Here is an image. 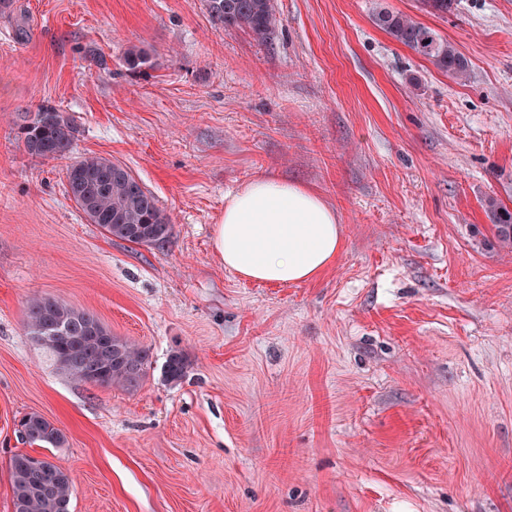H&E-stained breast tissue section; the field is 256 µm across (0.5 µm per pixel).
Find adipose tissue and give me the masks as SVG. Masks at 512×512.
Returning a JSON list of instances; mask_svg holds the SVG:
<instances>
[{"label": "adipose tissue", "instance_id": "1", "mask_svg": "<svg viewBox=\"0 0 512 512\" xmlns=\"http://www.w3.org/2000/svg\"><path fill=\"white\" fill-rule=\"evenodd\" d=\"M212 233L227 269L263 283L314 280L343 246L340 219L320 194L299 182L264 176L228 194Z\"/></svg>", "mask_w": 512, "mask_h": 512}]
</instances>
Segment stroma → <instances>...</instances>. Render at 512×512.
Returning a JSON list of instances; mask_svg holds the SVG:
<instances>
[{"mask_svg":"<svg viewBox=\"0 0 512 512\" xmlns=\"http://www.w3.org/2000/svg\"><path fill=\"white\" fill-rule=\"evenodd\" d=\"M264 43L205 0H13L0 13V512L9 460L50 457L72 512H512V0H274ZM411 16L459 81L378 27ZM26 37H18V29ZM155 68L127 70L128 45ZM65 112L76 155L126 166L169 215L159 245L88 223L66 160L17 126ZM259 176L320 193L343 248L319 278L249 282L212 229ZM49 296L150 347L131 390L58 369L25 329ZM188 357L164 382L170 351ZM42 414L66 441L22 440ZM487 211L494 222V238L500 247H512V212L500 206L496 200L488 199ZM189 362L180 350H172L163 367V377L169 384L181 382L188 373Z\"/></svg>","mask_w":512,"mask_h":512,"instance_id":"obj_1","label":"stroma"}]
</instances>
